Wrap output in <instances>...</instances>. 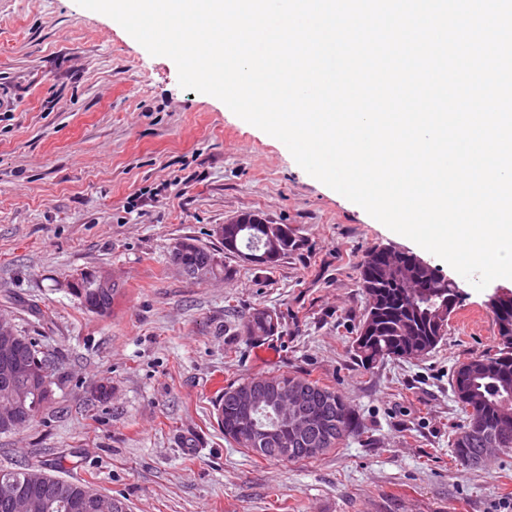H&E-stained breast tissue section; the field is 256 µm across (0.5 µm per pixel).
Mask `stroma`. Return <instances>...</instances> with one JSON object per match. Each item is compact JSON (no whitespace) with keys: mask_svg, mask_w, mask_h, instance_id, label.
I'll list each match as a JSON object with an SVG mask.
<instances>
[{"mask_svg":"<svg viewBox=\"0 0 512 512\" xmlns=\"http://www.w3.org/2000/svg\"><path fill=\"white\" fill-rule=\"evenodd\" d=\"M0 317L53 362V398L0 435V469L87 481L129 512H505L512 453L458 463L465 420L455 367L497 343L484 291L306 173L278 139L218 98L182 89L174 62L76 0H0ZM259 212L299 246L263 270L225 258L226 276L176 271L177 238ZM426 259L455 278L461 306L432 353L368 370L350 340L367 306L366 253ZM109 271L107 316L69 285ZM282 322L256 342L253 310ZM282 372L338 391L365 428L312 462L266 460L225 440L213 416L230 380ZM108 398H100V390Z\"/></svg>","mask_w":512,"mask_h":512,"instance_id":"1","label":"stroma"}]
</instances>
